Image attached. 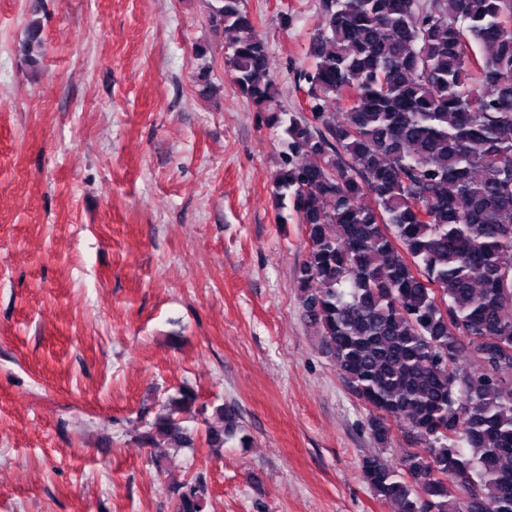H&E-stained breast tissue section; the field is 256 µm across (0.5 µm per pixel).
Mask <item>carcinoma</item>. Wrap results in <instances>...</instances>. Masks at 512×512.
Returning a JSON list of instances; mask_svg holds the SVG:
<instances>
[{"label": "carcinoma", "mask_w": 512, "mask_h": 512, "mask_svg": "<svg viewBox=\"0 0 512 512\" xmlns=\"http://www.w3.org/2000/svg\"><path fill=\"white\" fill-rule=\"evenodd\" d=\"M224 69L283 128L274 200L307 234L302 305L402 468L362 462L397 512H512V0H318L307 111L283 109L244 0H208ZM41 45L29 24L23 50ZM479 364L461 365L465 350ZM184 387L142 439L162 463L193 443ZM211 447L247 434L215 408ZM174 512H204L197 477Z\"/></svg>", "instance_id": "cac0c4a2"}]
</instances>
